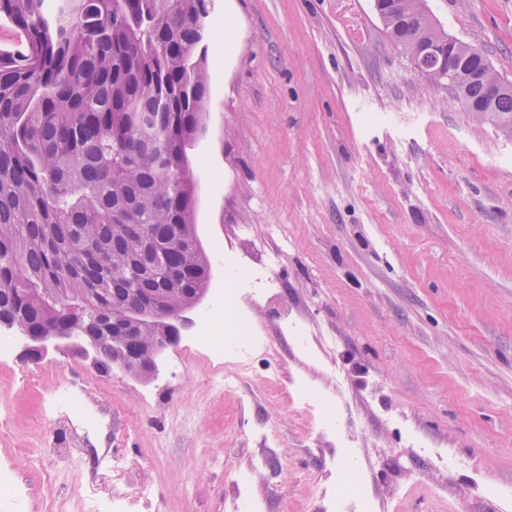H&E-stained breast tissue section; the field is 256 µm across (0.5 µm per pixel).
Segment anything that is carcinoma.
<instances>
[{
  "mask_svg": "<svg viewBox=\"0 0 512 512\" xmlns=\"http://www.w3.org/2000/svg\"><path fill=\"white\" fill-rule=\"evenodd\" d=\"M206 13L208 0H0L27 42L0 50V318L43 333L66 325L68 301L110 325L161 288L170 312L209 289L205 251L144 240L161 246L197 223L184 156L206 131ZM380 19L410 59L448 40L420 0ZM455 100L512 137V93L488 111L476 82ZM123 335L134 349L154 330Z\"/></svg>",
  "mask_w": 512,
  "mask_h": 512,
  "instance_id": "1",
  "label": "carcinoma"
}]
</instances>
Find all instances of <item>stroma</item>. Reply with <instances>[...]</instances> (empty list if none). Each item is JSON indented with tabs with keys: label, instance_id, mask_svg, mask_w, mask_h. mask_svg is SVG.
<instances>
[{
	"label": "stroma",
	"instance_id": "stroma-1",
	"mask_svg": "<svg viewBox=\"0 0 512 512\" xmlns=\"http://www.w3.org/2000/svg\"><path fill=\"white\" fill-rule=\"evenodd\" d=\"M512 82V0H427ZM206 133L188 151L197 234L211 261L251 225V253L279 258L278 292L304 326L299 353L272 307L246 310L281 349L254 356L225 395L189 344L142 382L93 356L20 351L0 362V470L27 512H225L240 472L260 512L318 505L332 484L293 405L271 394L275 367L311 387L342 381L340 418L373 512H512V138L453 104L388 38L374 0H212ZM89 377L106 428L91 439L41 412L59 378ZM247 432L224 441V417ZM402 417L455 466L442 468L386 418ZM276 427L264 444L250 434ZM275 453L279 467L260 466Z\"/></svg>",
	"mask_w": 512,
	"mask_h": 512
}]
</instances>
